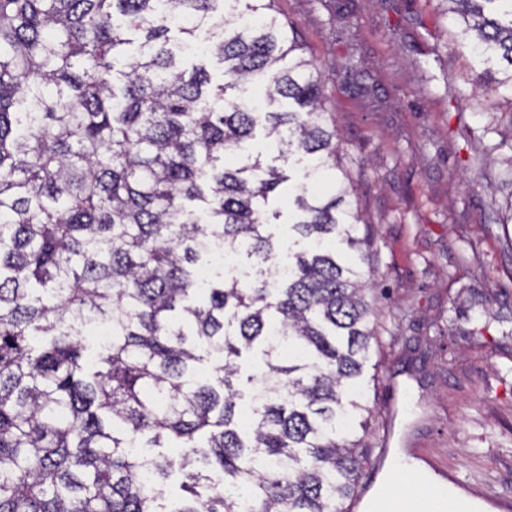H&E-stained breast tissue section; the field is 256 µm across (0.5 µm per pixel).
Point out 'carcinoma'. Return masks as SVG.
Here are the masks:
<instances>
[{"label": "carcinoma", "instance_id": "carcinoma-1", "mask_svg": "<svg viewBox=\"0 0 512 512\" xmlns=\"http://www.w3.org/2000/svg\"><path fill=\"white\" fill-rule=\"evenodd\" d=\"M445 2L480 96L512 94V0ZM275 3L0 0V512H161L163 448L189 449L173 512H346L357 492L349 428L372 416L378 336L344 248L363 261L368 241L330 179L326 69ZM203 25L189 63L168 33ZM259 125L281 166L248 151ZM285 184L286 242L266 231ZM213 240L254 274L199 287ZM105 323L92 362L84 336Z\"/></svg>", "mask_w": 512, "mask_h": 512}]
</instances>
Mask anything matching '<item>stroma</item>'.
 <instances>
[{"instance_id":"35a3bbf8","label":"stroma","mask_w":512,"mask_h":512,"mask_svg":"<svg viewBox=\"0 0 512 512\" xmlns=\"http://www.w3.org/2000/svg\"><path fill=\"white\" fill-rule=\"evenodd\" d=\"M376 237L362 268L379 338L369 405L449 470L512 498V99L474 92L439 0H277ZM462 314L448 319V304Z\"/></svg>"}]
</instances>
